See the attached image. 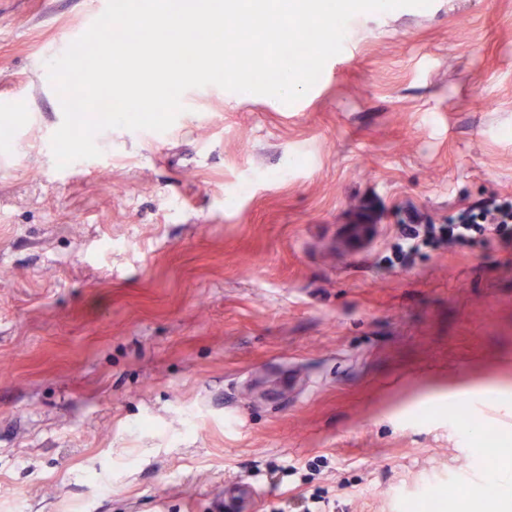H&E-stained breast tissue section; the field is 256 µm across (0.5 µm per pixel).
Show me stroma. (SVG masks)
I'll list each match as a JSON object with an SVG mask.
<instances>
[{
	"label": "stroma",
	"instance_id": "obj_1",
	"mask_svg": "<svg viewBox=\"0 0 512 512\" xmlns=\"http://www.w3.org/2000/svg\"><path fill=\"white\" fill-rule=\"evenodd\" d=\"M98 0H0V512H512V0L363 12L299 100L211 86L57 169L51 50ZM497 479L501 493L480 490ZM477 218L486 221H496L492 224H511L512 222V204H496L491 202L480 208L478 213L467 214L466 218L460 224H449L448 240L458 244H465L471 239L470 233L475 224H478ZM257 495V489L250 483L237 482L231 486H226L224 491V510H228V512L243 510L244 508L238 506V503L247 499L252 505Z\"/></svg>",
	"mask_w": 512,
	"mask_h": 512
}]
</instances>
